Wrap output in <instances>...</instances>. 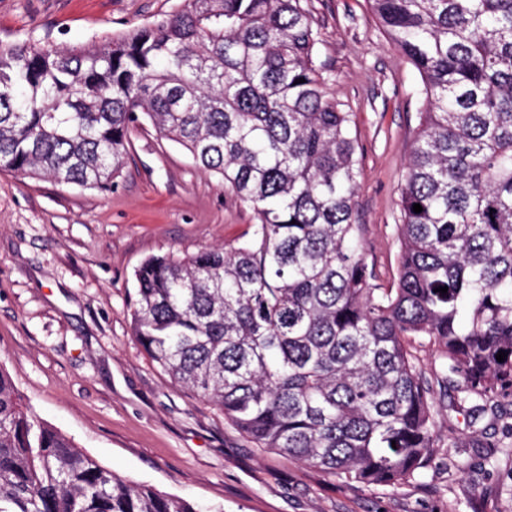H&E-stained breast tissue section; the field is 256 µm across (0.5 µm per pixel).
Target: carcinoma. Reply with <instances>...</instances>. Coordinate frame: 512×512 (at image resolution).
I'll list each match as a JSON object with an SVG mask.
<instances>
[{
  "instance_id": "obj_1",
  "label": "carcinoma",
  "mask_w": 512,
  "mask_h": 512,
  "mask_svg": "<svg viewBox=\"0 0 512 512\" xmlns=\"http://www.w3.org/2000/svg\"><path fill=\"white\" fill-rule=\"evenodd\" d=\"M303 2L183 0L92 49L1 44L0 170L110 192L143 120L187 151L255 224L142 263L132 335L258 447L395 487L436 441L411 340L458 377L460 407L481 400L499 423L491 402L512 396V0H368L424 94L393 288L364 259L359 145ZM0 512L203 510L101 467L0 367Z\"/></svg>"
}]
</instances>
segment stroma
<instances>
[{
  "label": "stroma",
  "instance_id": "35a3bbf8",
  "mask_svg": "<svg viewBox=\"0 0 512 512\" xmlns=\"http://www.w3.org/2000/svg\"><path fill=\"white\" fill-rule=\"evenodd\" d=\"M182 0H0V42L90 48ZM326 89L359 144L355 218L377 287L397 277L400 188L423 84L368 0H307ZM252 210L151 127L113 191L0 170V364L26 405L117 475L212 512H501L512 434L435 384L430 465L397 487L346 483L256 447L151 364L131 333L139 265L242 241Z\"/></svg>",
  "mask_w": 512,
  "mask_h": 512
}]
</instances>
